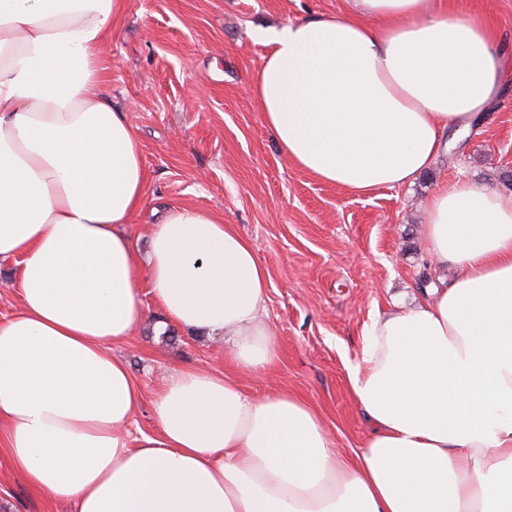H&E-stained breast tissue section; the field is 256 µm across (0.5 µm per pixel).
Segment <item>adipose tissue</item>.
I'll list each match as a JSON object with an SVG mask.
<instances>
[{
  "label": "adipose tissue",
  "instance_id": "ef3b65f1",
  "mask_svg": "<svg viewBox=\"0 0 512 512\" xmlns=\"http://www.w3.org/2000/svg\"><path fill=\"white\" fill-rule=\"evenodd\" d=\"M263 32L249 85L289 161L368 195L413 184L441 136L512 81L489 19L426 0H354ZM124 0H0V437L13 466L76 512H512V193L456 181L429 197L425 250L452 280L364 323L349 380L371 425L355 460L306 400L245 392L277 342L269 274L221 214L171 207L146 256L123 231L145 203L141 146L99 89ZM222 336L234 374L172 369L142 395L113 344L143 321ZM16 265L12 261L0 262V320L12 316L19 308V300L9 284L15 275Z\"/></svg>",
  "mask_w": 512,
  "mask_h": 512
}]
</instances>
